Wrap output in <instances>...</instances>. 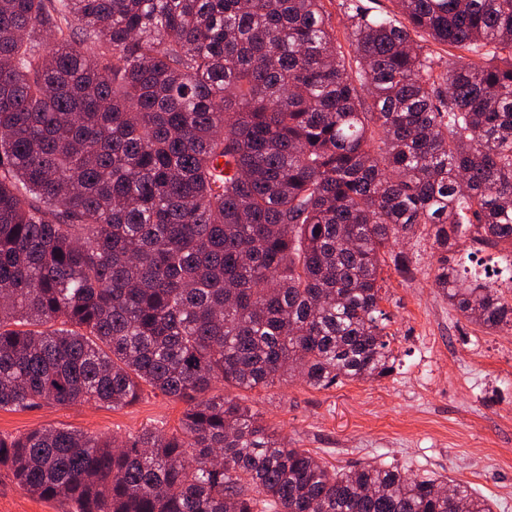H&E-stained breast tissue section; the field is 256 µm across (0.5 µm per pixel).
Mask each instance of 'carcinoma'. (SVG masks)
I'll return each mask as SVG.
<instances>
[{
    "label": "carcinoma",
    "mask_w": 512,
    "mask_h": 512,
    "mask_svg": "<svg viewBox=\"0 0 512 512\" xmlns=\"http://www.w3.org/2000/svg\"><path fill=\"white\" fill-rule=\"evenodd\" d=\"M393 2L349 0L345 53L324 0H0V410L186 404L171 434L0 435L17 485L72 512H493L213 394L392 376L405 238L512 328V0Z\"/></svg>",
    "instance_id": "obj_1"
}]
</instances>
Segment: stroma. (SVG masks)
Wrapping results in <instances>:
<instances>
[{"instance_id": "1", "label": "stroma", "mask_w": 512, "mask_h": 512, "mask_svg": "<svg viewBox=\"0 0 512 512\" xmlns=\"http://www.w3.org/2000/svg\"><path fill=\"white\" fill-rule=\"evenodd\" d=\"M411 250L410 272L384 270L389 299L381 307L395 336L397 373L319 390L287 380L238 396L294 447L324 462L433 471L490 498L495 512H512V331L487 334L467 322L433 283L437 253L425 243ZM183 410V403L149 393L120 410L87 404L0 410V433L64 426L109 437L146 425L170 432ZM67 509L33 496L0 466V512Z\"/></svg>"}]
</instances>
